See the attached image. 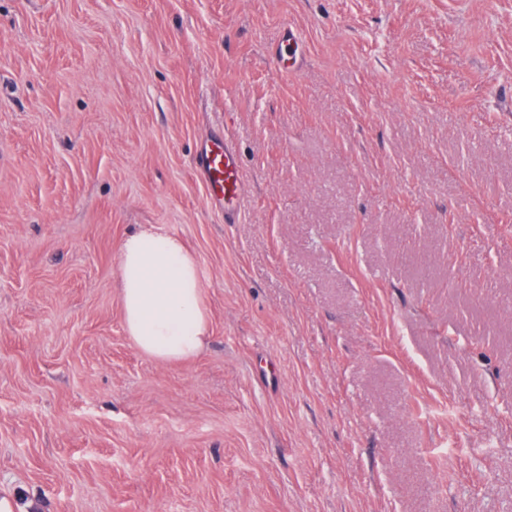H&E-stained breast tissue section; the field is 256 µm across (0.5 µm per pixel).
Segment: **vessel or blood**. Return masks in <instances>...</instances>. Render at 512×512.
I'll use <instances>...</instances> for the list:
<instances>
[{"mask_svg": "<svg viewBox=\"0 0 512 512\" xmlns=\"http://www.w3.org/2000/svg\"><path fill=\"white\" fill-rule=\"evenodd\" d=\"M196 171L206 185L211 199L224 203V221L236 223L244 211V176L231 141H223L201 149Z\"/></svg>", "mask_w": 512, "mask_h": 512, "instance_id": "obj_1", "label": "vessel or blood"}]
</instances>
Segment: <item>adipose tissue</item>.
Returning <instances> with one entry per match:
<instances>
[{
  "mask_svg": "<svg viewBox=\"0 0 512 512\" xmlns=\"http://www.w3.org/2000/svg\"><path fill=\"white\" fill-rule=\"evenodd\" d=\"M119 298L126 332L146 356L183 361L206 347L210 327L198 264L178 237L151 226L124 238Z\"/></svg>",
  "mask_w": 512,
  "mask_h": 512,
  "instance_id": "ef3b65f1",
  "label": "adipose tissue"
}]
</instances>
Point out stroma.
<instances>
[{"mask_svg": "<svg viewBox=\"0 0 512 512\" xmlns=\"http://www.w3.org/2000/svg\"><path fill=\"white\" fill-rule=\"evenodd\" d=\"M301 37L289 74L269 55ZM243 166L238 223L201 145ZM152 225L211 335H127ZM512 512V0H0V498ZM196 171L213 200H224V221L235 224L244 211V176L231 141L205 146L196 160ZM118 290L126 332L141 353L176 362L204 350L210 327L198 264L178 237L154 226L126 236Z\"/></svg>", "mask_w": 512, "mask_h": 512, "instance_id": "stroma-1", "label": "stroma"}]
</instances>
